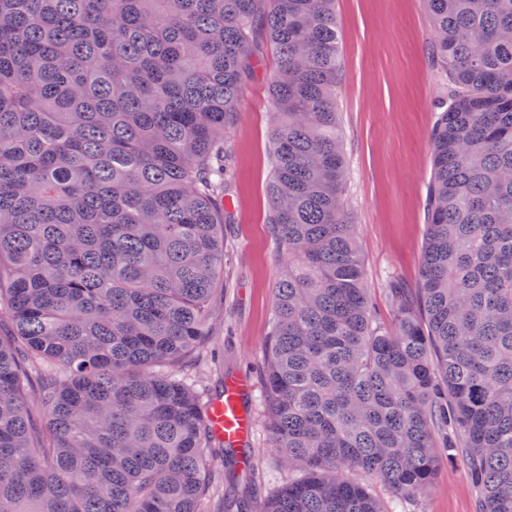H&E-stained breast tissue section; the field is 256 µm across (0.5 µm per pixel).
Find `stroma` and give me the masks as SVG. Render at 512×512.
<instances>
[{
	"instance_id": "35a3bbf8",
	"label": "stroma",
	"mask_w": 512,
	"mask_h": 512,
	"mask_svg": "<svg viewBox=\"0 0 512 512\" xmlns=\"http://www.w3.org/2000/svg\"><path fill=\"white\" fill-rule=\"evenodd\" d=\"M343 59L337 109L349 167L348 208L361 249L365 283L377 322L393 312L389 280L420 281L430 132L446 90L432 55L433 32L424 0H336ZM275 60L265 55L242 92L241 113L228 133L234 221L225 225L230 288L206 358L192 375L207 390L226 374L250 370L262 357L273 313V285L283 266L266 222L270 208L268 92ZM405 512H478L462 462H441L435 482Z\"/></svg>"
}]
</instances>
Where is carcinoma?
<instances>
[{"label":"carcinoma","instance_id":"cac0c4a2","mask_svg":"<svg viewBox=\"0 0 512 512\" xmlns=\"http://www.w3.org/2000/svg\"><path fill=\"white\" fill-rule=\"evenodd\" d=\"M450 87L417 288L371 312L336 92V0H0V512H391L442 458L512 512V0H426ZM281 249L265 495L188 383L224 297L227 133L262 46ZM38 407L45 437L31 436Z\"/></svg>","mask_w":512,"mask_h":512}]
</instances>
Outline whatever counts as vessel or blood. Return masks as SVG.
Instances as JSON below:
<instances>
[{"instance_id": "obj_1", "label": "vessel or blood", "mask_w": 512, "mask_h": 512, "mask_svg": "<svg viewBox=\"0 0 512 512\" xmlns=\"http://www.w3.org/2000/svg\"><path fill=\"white\" fill-rule=\"evenodd\" d=\"M251 390V380L244 374H229L224 378V394L214 403V429L225 443H247L253 431V418L245 406Z\"/></svg>"}]
</instances>
